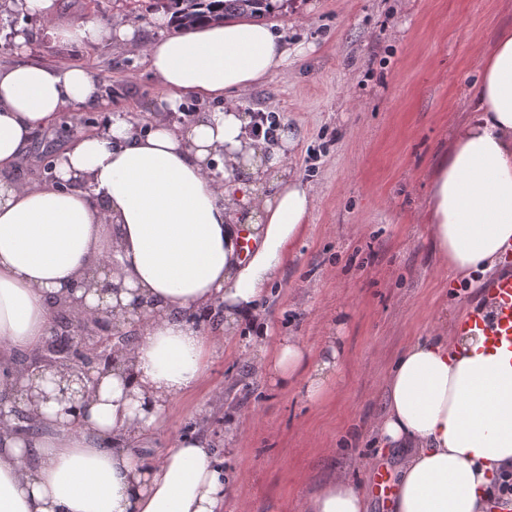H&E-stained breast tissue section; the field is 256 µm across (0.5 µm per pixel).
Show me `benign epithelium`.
<instances>
[{
    "instance_id": "7a95c632",
    "label": "benign epithelium",
    "mask_w": 512,
    "mask_h": 512,
    "mask_svg": "<svg viewBox=\"0 0 512 512\" xmlns=\"http://www.w3.org/2000/svg\"><path fill=\"white\" fill-rule=\"evenodd\" d=\"M68 319V353L63 357L49 353L55 335L50 331L41 351L26 366L25 382L18 385L9 404L0 401V419L11 417L18 421L28 414L29 406L51 402L76 419L84 416L88 407L86 394L112 374L116 365L112 349H104V341H114L119 331L112 321L110 306H99L87 316L70 313ZM102 349L105 360L89 362L88 355Z\"/></svg>"
}]
</instances>
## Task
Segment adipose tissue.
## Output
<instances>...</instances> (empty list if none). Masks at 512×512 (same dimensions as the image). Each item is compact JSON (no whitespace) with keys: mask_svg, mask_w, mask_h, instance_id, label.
<instances>
[{"mask_svg":"<svg viewBox=\"0 0 512 512\" xmlns=\"http://www.w3.org/2000/svg\"><path fill=\"white\" fill-rule=\"evenodd\" d=\"M53 38L93 47L107 38L143 48L161 90L150 122L113 112L99 131L54 159L55 178L8 174L38 133L69 109L100 110L103 80L80 64L0 68V397L9 396L53 323V300L102 261L108 303L132 330L120 365L102 378L80 421L58 406L34 410V429L0 423V512H223L228 481L208 440L190 434L144 458L172 403L206 380L207 356L248 327L261 343L256 367L281 388L305 379L318 401L340 369L320 352L270 336L260 317L266 289L310 218L312 186L291 172L292 132L265 137L228 96L287 72L302 56L271 26L241 19L140 46L133 26L100 18ZM465 121L430 177L426 222L449 274L489 273L512 251V28L477 64ZM225 98L223 109L183 123L187 99ZM220 311L210 330L197 314ZM374 448L405 458L395 512H483L487 490L512 471V351L484 336L440 331L407 344L392 365ZM348 476L329 478L302 512H369Z\"/></svg>","mask_w":512,"mask_h":512,"instance_id":"1","label":"adipose tissue"}]
</instances>
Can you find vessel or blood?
Segmentation results:
<instances>
[{"label":"vessel or blood","instance_id":"1","mask_svg":"<svg viewBox=\"0 0 512 512\" xmlns=\"http://www.w3.org/2000/svg\"><path fill=\"white\" fill-rule=\"evenodd\" d=\"M489 308L473 310L457 324L458 333L479 334L485 337L489 348L505 347L512 350V272L501 273L486 285ZM369 489L377 498L392 499L395 495L387 470L375 467L369 478Z\"/></svg>","mask_w":512,"mask_h":512}]
</instances>
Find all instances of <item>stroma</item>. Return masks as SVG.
I'll use <instances>...</instances> for the list:
<instances>
[{"instance_id":"35a3bbf8","label":"stroma","mask_w":512,"mask_h":512,"mask_svg":"<svg viewBox=\"0 0 512 512\" xmlns=\"http://www.w3.org/2000/svg\"><path fill=\"white\" fill-rule=\"evenodd\" d=\"M96 16L134 26L145 43L174 33L154 13L138 18L128 0H57L58 24L74 28ZM265 22L310 51L232 100L293 131L292 165L316 198L260 315L271 335L315 351L342 335L344 365L326 398L311 402L253 369V337L212 354L205 383L172 405L151 445L206 436L233 488L224 512H301L334 474L365 489L373 468L401 465L398 453L377 455L368 439L391 365L409 341L456 325L484 298V275L449 279L423 213L429 175L476 88L477 58L512 26V0H283ZM19 63L94 69L105 90L99 121L113 111L148 119L159 95L144 57L124 44L54 40L43 21L20 16L16 0H0V67ZM71 117L62 116L68 130L34 140L17 178L87 134ZM241 420L240 437L225 439V425Z\"/></svg>"}]
</instances>
